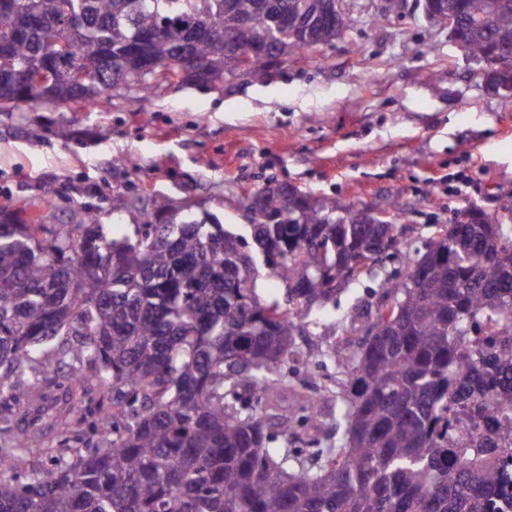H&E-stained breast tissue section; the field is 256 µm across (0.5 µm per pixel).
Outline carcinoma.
Masks as SVG:
<instances>
[{"instance_id": "obj_1", "label": "carcinoma", "mask_w": 512, "mask_h": 512, "mask_svg": "<svg viewBox=\"0 0 512 512\" xmlns=\"http://www.w3.org/2000/svg\"><path fill=\"white\" fill-rule=\"evenodd\" d=\"M334 0H0V112L93 106L112 90L223 76L245 40L267 42L249 78L348 32ZM475 64L512 98V0H430ZM90 79L79 84L75 72ZM253 243L150 194L133 233L105 234L96 213L28 222L0 208V412L27 401L0 448V512H512V234L462 208L436 225L401 282L383 280L376 318L341 391L340 448L296 447L282 370L311 311L376 275L397 225L360 224L339 198L253 195ZM288 306L263 302L258 266ZM69 365L82 393L108 391L92 448H44L32 428L51 401L30 377L35 355Z\"/></svg>"}]
</instances>
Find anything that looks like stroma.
I'll list each match as a JSON object with an SVG mask.
<instances>
[{
	"label": "stroma",
	"instance_id": "35a3bbf8",
	"mask_svg": "<svg viewBox=\"0 0 512 512\" xmlns=\"http://www.w3.org/2000/svg\"><path fill=\"white\" fill-rule=\"evenodd\" d=\"M381 0H346L345 38L289 57L264 81L240 77L219 88H161L128 107L121 91L92 107L33 106L0 114V206L44 215L42 186L53 183L55 219L93 208L104 232L131 234L120 202L148 191L209 212L249 235L242 189L292 184L315 197L388 209L417 200L398 221V239L424 248L433 227L475 204L512 225V100L487 92L446 30L420 13L382 15ZM68 138H60L59 129ZM396 251L378 275L352 284L319 309L296 343L303 359L286 364L293 393L318 399L326 414L346 375L328 353L339 337L357 348L381 279L404 277ZM101 395L82 399V427L41 428L34 448L97 444Z\"/></svg>",
	"mask_w": 512,
	"mask_h": 512
}]
</instances>
